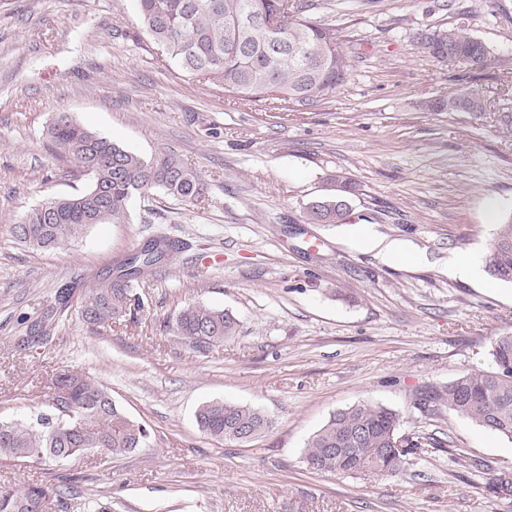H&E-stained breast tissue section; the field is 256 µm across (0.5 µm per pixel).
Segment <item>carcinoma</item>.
Wrapping results in <instances>:
<instances>
[{"mask_svg": "<svg viewBox=\"0 0 512 512\" xmlns=\"http://www.w3.org/2000/svg\"><path fill=\"white\" fill-rule=\"evenodd\" d=\"M142 24L152 41L198 81L224 90V96L248 102L279 101L296 108L313 106L335 94L349 75V61L340 47L336 26L305 15L297 0H137ZM418 46L438 62L449 53L456 61L485 69L497 65L487 46L457 26L424 34ZM432 112H483L486 101L471 92L426 103ZM52 146L70 156L73 174L89 185L77 195L49 199L29 210L12 226L15 239L35 250H50L76 239L95 224H120L137 194L159 189L182 201L201 199L206 184L194 167L173 154L147 160L96 131L57 112L47 128ZM334 193L306 207L307 224H342L350 210L336 211V199L347 200L358 187L343 176L334 178ZM166 238L150 239L106 276L79 295L77 313L95 325L114 323L139 301L134 284L142 283L166 259L154 249ZM488 274L512 283V212L496 224L486 256ZM73 289H62L31 324L49 338L63 321ZM230 313L196 303L174 319V332L200 352L222 343L236 331ZM490 367L463 373L444 385L415 392L413 407L427 415L446 408L475 425L512 441V334L495 338ZM56 413L34 422H0V458L17 461L65 459L98 449L112 457L145 446L147 428L129 419L95 379L63 370L52 378ZM199 429L220 442H242L243 431L255 438L272 425L263 411L214 401L199 408ZM399 413L370 404L354 405L331 416L308 440L303 463L321 474L353 475L375 471L396 475L412 459L446 441L415 431L404 447L393 448L392 433L401 430ZM455 461L486 476V491L512 498V475L487 462L458 454ZM56 487L0 486V512H46Z\"/></svg>", "mask_w": 512, "mask_h": 512, "instance_id": "carcinoma-1", "label": "carcinoma"}]
</instances>
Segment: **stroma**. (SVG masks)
<instances>
[{
    "instance_id": "35a3bbf8",
    "label": "stroma",
    "mask_w": 512,
    "mask_h": 512,
    "mask_svg": "<svg viewBox=\"0 0 512 512\" xmlns=\"http://www.w3.org/2000/svg\"><path fill=\"white\" fill-rule=\"evenodd\" d=\"M308 14L336 25L350 73L298 110L199 83L152 43L134 0H0V422L49 412L47 385L69 368L150 433L118 460L0 459V486L57 485L48 512H512L452 456L510 472L512 441L412 404L418 389L487 367L492 340L512 334V285L448 270L451 254L486 255L488 206L512 211V0H312ZM458 24L497 67L418 49L422 34ZM466 90L486 112L421 107ZM58 111L142 157L177 155L201 173L205 200L155 190L131 200L124 223L23 247L13 224L88 184L47 140ZM339 174L359 185L351 220L303 223ZM368 225L414 261L357 247ZM158 234L177 249L139 288L141 309L105 326L73 317L48 343L22 345L61 288L92 286ZM193 303L230 311L235 335L203 353L176 336L175 315ZM213 400L259 407L273 426L217 442L196 423ZM361 403L400 412L404 432L448 435L452 450L392 477L308 470L309 437Z\"/></svg>"
}]
</instances>
